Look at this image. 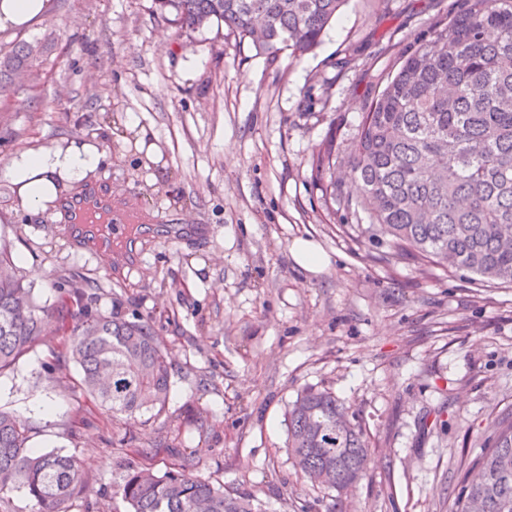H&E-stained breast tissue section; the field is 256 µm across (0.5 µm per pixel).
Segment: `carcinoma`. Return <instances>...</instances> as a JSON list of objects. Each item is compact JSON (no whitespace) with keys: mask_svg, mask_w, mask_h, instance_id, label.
I'll list each match as a JSON object with an SVG mask.
<instances>
[{"mask_svg":"<svg viewBox=\"0 0 512 512\" xmlns=\"http://www.w3.org/2000/svg\"><path fill=\"white\" fill-rule=\"evenodd\" d=\"M172 8L181 29L223 24L276 59L315 50L347 0H155ZM48 45L18 41L0 49V89L42 58ZM336 158L317 153L320 174ZM356 205L370 219L353 231L386 238L395 260L449 265L487 281L512 283V0H467L466 11L435 26L431 39L409 47L384 88L367 102L351 166ZM88 280L71 283L57 310L76 325L66 330L67 356L80 389L112 417L136 423L166 410L171 389L168 352L153 325L82 303ZM49 312L17 275L0 245V375L44 335ZM492 444L473 462L455 512H512V413L494 420ZM33 427L0 410V503L22 491L37 512H68L86 481L77 460L28 446ZM288 452L312 487L332 492L366 474L367 441L328 390L303 388L288 410ZM148 454L112 462L114 512H262L246 489L199 479L183 459L164 472Z\"/></svg>","mask_w":512,"mask_h":512,"instance_id":"1","label":"carcinoma"}]
</instances>
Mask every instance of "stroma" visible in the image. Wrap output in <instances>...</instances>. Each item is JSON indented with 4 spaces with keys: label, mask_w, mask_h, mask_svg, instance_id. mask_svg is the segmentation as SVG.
<instances>
[{
    "label": "stroma",
    "mask_w": 512,
    "mask_h": 512,
    "mask_svg": "<svg viewBox=\"0 0 512 512\" xmlns=\"http://www.w3.org/2000/svg\"><path fill=\"white\" fill-rule=\"evenodd\" d=\"M459 5L348 0L313 52L273 61L224 26L181 32L152 0H48L0 31V44L55 43L0 101V170L21 145L98 142L95 182L167 228L107 272L0 178V244L37 302L54 307L73 276L94 281L85 302L151 320L171 360L165 413L135 425L52 380L60 317L0 375V409L37 427L32 449L80 464L87 489L69 512H112V457L135 448L159 470L181 449L194 476L249 489L266 512H452L512 411V285L358 239L369 218L348 177L367 101ZM328 145L334 189L315 168ZM298 238L326 253L321 272L294 264ZM306 385L336 393L367 438V473L346 495L311 487L288 453L285 413Z\"/></svg>",
    "instance_id": "1"
}]
</instances>
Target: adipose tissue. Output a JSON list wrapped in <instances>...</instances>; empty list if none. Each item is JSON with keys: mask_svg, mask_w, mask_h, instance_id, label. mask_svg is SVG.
Wrapping results in <instances>:
<instances>
[{"mask_svg": "<svg viewBox=\"0 0 512 512\" xmlns=\"http://www.w3.org/2000/svg\"><path fill=\"white\" fill-rule=\"evenodd\" d=\"M105 153L98 146H52L34 150L18 148L0 174L17 184L25 205L64 218L70 204L62 189L87 183L90 175L104 163Z\"/></svg>", "mask_w": 512, "mask_h": 512, "instance_id": "adipose-tissue-1", "label": "adipose tissue"}]
</instances>
